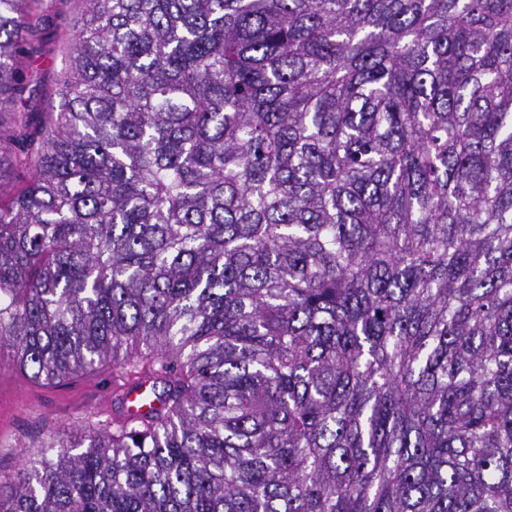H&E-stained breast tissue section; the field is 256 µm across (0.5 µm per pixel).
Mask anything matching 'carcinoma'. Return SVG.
<instances>
[{"label": "carcinoma", "instance_id": "carcinoma-1", "mask_svg": "<svg viewBox=\"0 0 512 512\" xmlns=\"http://www.w3.org/2000/svg\"><path fill=\"white\" fill-rule=\"evenodd\" d=\"M81 3L0 126V351L162 407L0 512H512V0ZM80 6L78 0H43L41 4V14L45 18L42 39L30 41L37 53L29 67V76L41 92L37 101L25 108V112H40V120L45 112H54L57 105L56 79L64 65V56L74 42L71 19ZM150 380H142L138 384L125 388L122 392V402L125 411L128 413L144 412L152 406H156V399L153 397Z\"/></svg>", "mask_w": 512, "mask_h": 512}]
</instances>
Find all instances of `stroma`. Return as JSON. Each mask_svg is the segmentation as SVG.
I'll list each match as a JSON object with an SVG mask.
<instances>
[{
    "instance_id": "obj_1",
    "label": "stroma",
    "mask_w": 512,
    "mask_h": 512,
    "mask_svg": "<svg viewBox=\"0 0 512 512\" xmlns=\"http://www.w3.org/2000/svg\"><path fill=\"white\" fill-rule=\"evenodd\" d=\"M79 0H43L45 18L37 53L29 68L40 87L32 111H54L56 79L74 41L71 19ZM122 412L111 370L78 374L45 387L31 382L11 365H0V472L11 474L23 462V451H36L47 441L73 434L85 426L111 430Z\"/></svg>"
}]
</instances>
